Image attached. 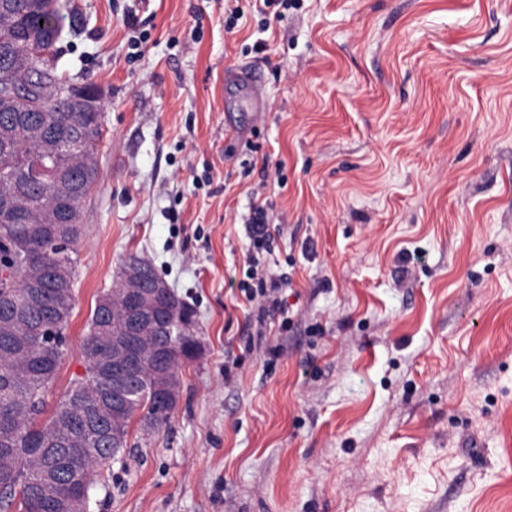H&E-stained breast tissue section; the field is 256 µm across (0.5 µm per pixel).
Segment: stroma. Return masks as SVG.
Instances as JSON below:
<instances>
[{
  "mask_svg": "<svg viewBox=\"0 0 512 512\" xmlns=\"http://www.w3.org/2000/svg\"><path fill=\"white\" fill-rule=\"evenodd\" d=\"M260 7L69 0L57 73L104 107L53 393L131 253L205 344L92 512H512V0ZM250 66L258 113L224 80ZM255 204L292 280L264 336L237 287Z\"/></svg>",
  "mask_w": 512,
  "mask_h": 512,
  "instance_id": "35a3bbf8",
  "label": "stroma"
}]
</instances>
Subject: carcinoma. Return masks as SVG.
<instances>
[{"instance_id": "cac0c4a2", "label": "carcinoma", "mask_w": 512, "mask_h": 512, "mask_svg": "<svg viewBox=\"0 0 512 512\" xmlns=\"http://www.w3.org/2000/svg\"><path fill=\"white\" fill-rule=\"evenodd\" d=\"M8 0L0 11V43L17 55L49 32L60 31L66 4L59 0ZM37 112H0V270L18 279L0 285V512H56L55 497L73 486L92 489L112 459V433L129 445L130 425L156 430L170 412L160 402L159 380L170 375L181 384L182 370L194 361L189 336H140L136 367L128 374L126 409L112 414V394L89 362L112 358V342L130 338L134 307L127 295L126 257L115 283L119 303L102 294L80 346L82 376L73 379L52 408V392L64 354L65 330L74 308L73 254L79 223H50L51 209L71 208L94 187L102 113L76 112L52 86L61 81L56 68L40 71ZM17 65H0V86L22 83ZM80 138L79 153L63 158L56 177L38 182L29 176V158L51 142ZM64 270L62 288L53 279ZM166 324L178 332L177 298L161 296Z\"/></svg>"}]
</instances>
